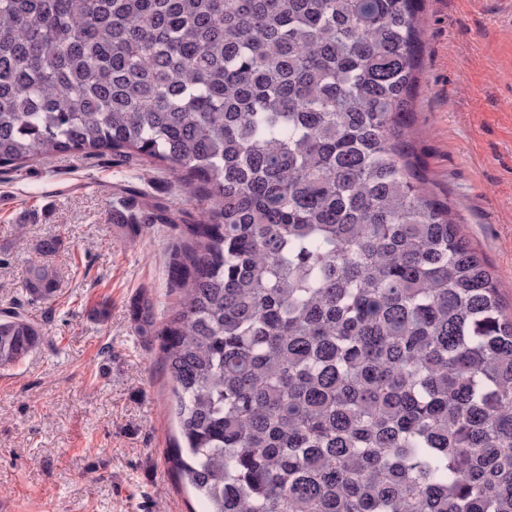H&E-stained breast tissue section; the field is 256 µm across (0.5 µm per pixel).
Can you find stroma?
<instances>
[{
  "mask_svg": "<svg viewBox=\"0 0 512 512\" xmlns=\"http://www.w3.org/2000/svg\"><path fill=\"white\" fill-rule=\"evenodd\" d=\"M413 139L512 312V0H427ZM148 205L196 214L170 174L137 158L0 168V311L23 303L42 327L40 344L0 369V512L205 508L172 468L179 434L159 343L135 331L140 296L161 311L175 300L177 228L116 220ZM56 235V296L27 302L26 272Z\"/></svg>",
  "mask_w": 512,
  "mask_h": 512,
  "instance_id": "1",
  "label": "stroma"
}]
</instances>
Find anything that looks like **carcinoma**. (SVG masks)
<instances>
[{"instance_id": "carcinoma-1", "label": "carcinoma", "mask_w": 512, "mask_h": 512, "mask_svg": "<svg viewBox=\"0 0 512 512\" xmlns=\"http://www.w3.org/2000/svg\"><path fill=\"white\" fill-rule=\"evenodd\" d=\"M425 0H0V168L169 173L158 316L207 512H512V316L412 141ZM60 246L26 276L48 301ZM42 329L0 313V367Z\"/></svg>"}]
</instances>
